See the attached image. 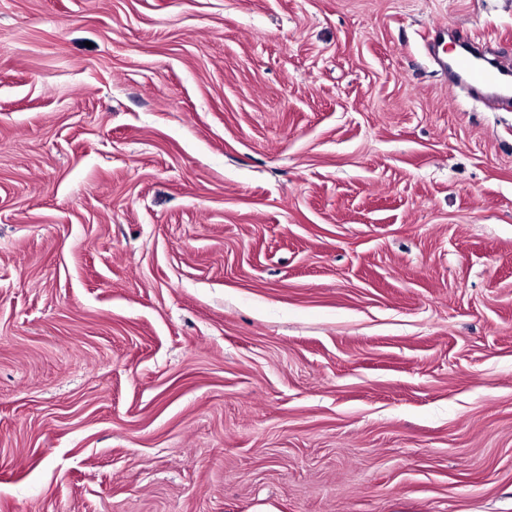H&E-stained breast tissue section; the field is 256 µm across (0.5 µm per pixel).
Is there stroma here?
<instances>
[{"mask_svg": "<svg viewBox=\"0 0 512 512\" xmlns=\"http://www.w3.org/2000/svg\"><path fill=\"white\" fill-rule=\"evenodd\" d=\"M512 0H0V512H512ZM485 60L469 46H462L459 55L451 62L442 58L444 70L456 80L468 84L476 93L499 102L511 104L512 100V70L481 67L476 58Z\"/></svg>", "mask_w": 512, "mask_h": 512, "instance_id": "obj_1", "label": "stroma"}]
</instances>
